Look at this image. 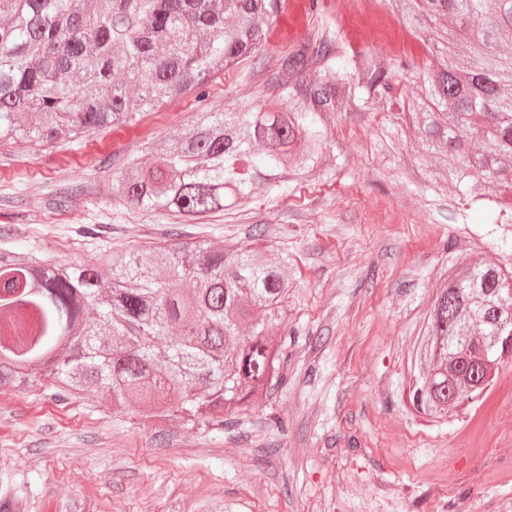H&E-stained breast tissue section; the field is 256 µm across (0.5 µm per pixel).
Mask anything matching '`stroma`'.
<instances>
[{"label": "stroma", "instance_id": "stroma-1", "mask_svg": "<svg viewBox=\"0 0 512 512\" xmlns=\"http://www.w3.org/2000/svg\"><path fill=\"white\" fill-rule=\"evenodd\" d=\"M262 85L242 63L215 76L207 105L259 100ZM194 113L188 96L83 141L0 143V249L92 263L148 231L170 247L174 227L215 248L258 246L295 286L280 384L208 432L180 420L157 431L93 392L61 404L0 389V496L18 512H512V362L483 403L445 420L408 393L437 288L476 258L512 271V206L487 223V204L435 179L387 112L332 123L331 180L285 197L259 183L234 211L190 221L112 197L113 175L150 164Z\"/></svg>", "mask_w": 512, "mask_h": 512}]
</instances>
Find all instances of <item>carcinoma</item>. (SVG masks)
Returning <instances> with one entry per match:
<instances>
[{
  "label": "carcinoma",
  "instance_id": "1",
  "mask_svg": "<svg viewBox=\"0 0 512 512\" xmlns=\"http://www.w3.org/2000/svg\"><path fill=\"white\" fill-rule=\"evenodd\" d=\"M284 3L0 0V142L51 146L127 126L189 91L205 98L211 74L248 60L264 97L285 107L197 113L154 166L129 160L113 197L195 219L237 207L260 182L286 195L330 175V119L362 110L410 115L435 173L464 197L512 193V0H391L411 33H431L423 73L351 50L320 0L306 6L313 35L267 64ZM99 262L109 279L0 249V386L58 402L94 391L212 430L271 398L285 360L277 321L294 292L283 266L190 238L167 252L109 248ZM506 285L476 260L440 288L412 355L419 413L444 419L492 386L512 355L496 317Z\"/></svg>",
  "mask_w": 512,
  "mask_h": 512
}]
</instances>
